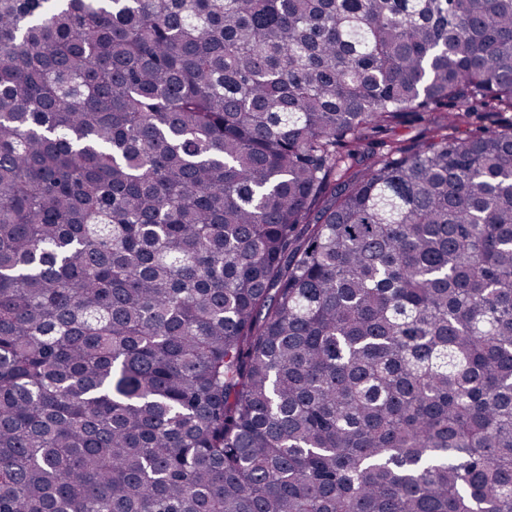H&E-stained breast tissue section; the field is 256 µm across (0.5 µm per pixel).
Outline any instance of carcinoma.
Here are the masks:
<instances>
[{"mask_svg":"<svg viewBox=\"0 0 512 512\" xmlns=\"http://www.w3.org/2000/svg\"><path fill=\"white\" fill-rule=\"evenodd\" d=\"M509 112L512 0H0V512H512Z\"/></svg>","mask_w":512,"mask_h":512,"instance_id":"1","label":"carcinoma"}]
</instances>
